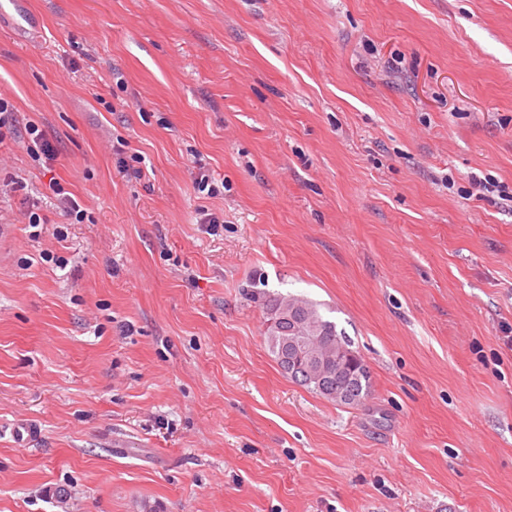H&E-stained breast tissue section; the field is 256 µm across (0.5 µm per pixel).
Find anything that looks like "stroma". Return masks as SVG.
Listing matches in <instances>:
<instances>
[{
	"label": "stroma",
	"mask_w": 512,
	"mask_h": 512,
	"mask_svg": "<svg viewBox=\"0 0 512 512\" xmlns=\"http://www.w3.org/2000/svg\"><path fill=\"white\" fill-rule=\"evenodd\" d=\"M0 91L57 150L0 146V512H512V0H0ZM251 292L252 298L260 302L262 308L266 310L269 318L266 329L267 343L280 368H284L282 358L287 356L282 348L284 339L286 336H296L288 341L289 346L300 360L306 358L307 370L316 371L319 374L321 363L314 352L311 336H322L328 353L326 361L333 366L332 371L321 380V378L309 379L308 376L302 375L297 377L292 374L293 368L290 369V367L288 370H282L290 379L327 401L352 407L364 403L371 393L370 372L358 352L352 348L351 340L345 336L344 332L338 333L336 323L327 319L319 311L317 303L305 297L290 295L268 299L264 291L256 289ZM288 302L291 305L288 311L290 320L284 322L283 310L288 307ZM286 328L291 332L285 333ZM295 329L298 331L297 334L306 335H296ZM336 358L340 360L337 368ZM336 385L349 389L351 396L348 400L336 398Z\"/></svg>",
	"instance_id": "35a3bbf8"
}]
</instances>
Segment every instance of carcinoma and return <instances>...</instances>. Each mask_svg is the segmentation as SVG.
Returning <instances> with one entry per match:
<instances>
[{"instance_id":"cac0c4a2","label":"carcinoma","mask_w":512,"mask_h":512,"mask_svg":"<svg viewBox=\"0 0 512 512\" xmlns=\"http://www.w3.org/2000/svg\"><path fill=\"white\" fill-rule=\"evenodd\" d=\"M254 300L261 303L268 317L266 337L268 347L278 365H283L284 339L295 333L322 337L327 352V362L332 371L322 379L297 377L288 369V375L297 384L322 398L348 406H359L371 393V376L358 352L352 348L351 340L337 331L336 323L327 319L318 309V304L305 297H267L266 292L254 290Z\"/></svg>"}]
</instances>
